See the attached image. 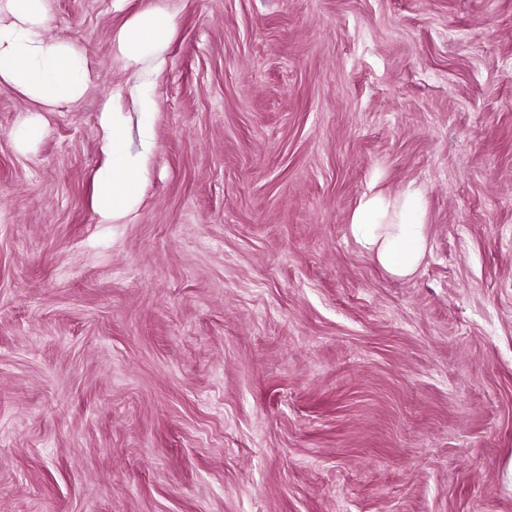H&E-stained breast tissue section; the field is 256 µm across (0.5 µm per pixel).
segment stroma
<instances>
[{
  "instance_id": "35a3bbf8",
  "label": "stroma",
  "mask_w": 512,
  "mask_h": 512,
  "mask_svg": "<svg viewBox=\"0 0 512 512\" xmlns=\"http://www.w3.org/2000/svg\"><path fill=\"white\" fill-rule=\"evenodd\" d=\"M174 16L102 224L111 35ZM95 79L0 84V512H512V0H46ZM425 188L400 279L349 234Z\"/></svg>"
}]
</instances>
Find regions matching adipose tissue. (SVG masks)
I'll list each match as a JSON object with an SVG mask.
<instances>
[{
  "instance_id": "obj_1",
  "label": "adipose tissue",
  "mask_w": 512,
  "mask_h": 512,
  "mask_svg": "<svg viewBox=\"0 0 512 512\" xmlns=\"http://www.w3.org/2000/svg\"><path fill=\"white\" fill-rule=\"evenodd\" d=\"M49 23L44 0H0V84L16 89L44 112L79 100L92 81L85 56L75 44L46 36ZM173 32L171 14L152 6L112 35L113 51L136 74L128 95L141 116L140 149H127L121 108L108 105L100 117L105 164L96 181L99 223H120L139 197L156 149L153 86L165 67L164 49ZM423 195L415 184L394 194L373 191L351 214V236L392 276H413L428 252Z\"/></svg>"
}]
</instances>
